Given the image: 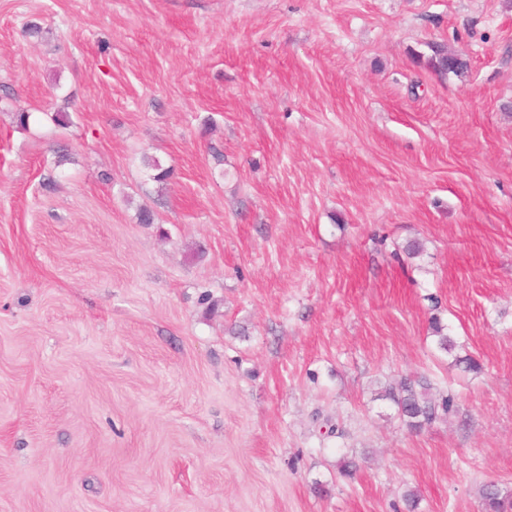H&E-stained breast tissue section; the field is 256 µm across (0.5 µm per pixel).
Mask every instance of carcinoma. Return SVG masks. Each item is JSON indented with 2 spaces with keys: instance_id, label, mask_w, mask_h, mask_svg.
<instances>
[{
  "instance_id": "cac0c4a2",
  "label": "carcinoma",
  "mask_w": 512,
  "mask_h": 512,
  "mask_svg": "<svg viewBox=\"0 0 512 512\" xmlns=\"http://www.w3.org/2000/svg\"><path fill=\"white\" fill-rule=\"evenodd\" d=\"M429 64L442 74H460L467 68L466 62L441 50L435 51ZM429 390L427 378L405 377L397 386L387 389L385 397L396 406L398 415L409 427L419 429L454 410L453 395L433 399L428 396ZM480 497L485 512H512V498L495 481H488L481 486Z\"/></svg>"
}]
</instances>
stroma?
<instances>
[{
    "label": "stroma",
    "mask_w": 512,
    "mask_h": 512,
    "mask_svg": "<svg viewBox=\"0 0 512 512\" xmlns=\"http://www.w3.org/2000/svg\"><path fill=\"white\" fill-rule=\"evenodd\" d=\"M411 375L449 418L382 398ZM490 480L512 0H0V512H483ZM429 64L437 72L442 74H448V72L460 74L467 68L466 62L454 57L453 55H448L442 50L435 51L434 56L429 60Z\"/></svg>",
    "instance_id": "1"
}]
</instances>
